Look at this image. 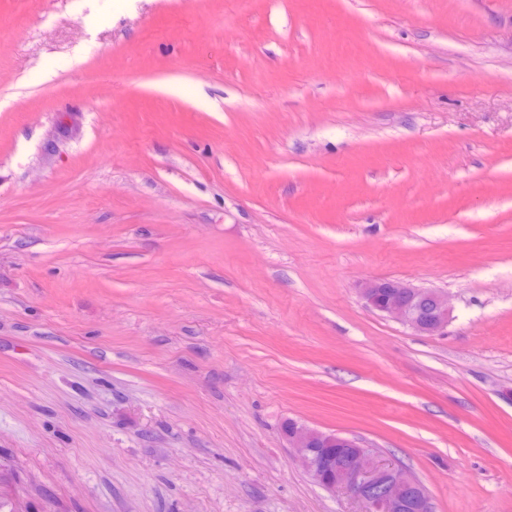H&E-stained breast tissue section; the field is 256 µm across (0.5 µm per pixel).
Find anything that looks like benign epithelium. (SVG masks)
I'll use <instances>...</instances> for the list:
<instances>
[{
	"mask_svg": "<svg viewBox=\"0 0 512 512\" xmlns=\"http://www.w3.org/2000/svg\"><path fill=\"white\" fill-rule=\"evenodd\" d=\"M368 308L408 325L420 334H440L454 311L452 297L406 281L373 279L360 289ZM297 461L322 488L343 491L363 505V512H430L423 483L379 453L335 432L288 423L284 429Z\"/></svg>",
	"mask_w": 512,
	"mask_h": 512,
	"instance_id": "obj_1",
	"label": "benign epithelium"
}]
</instances>
